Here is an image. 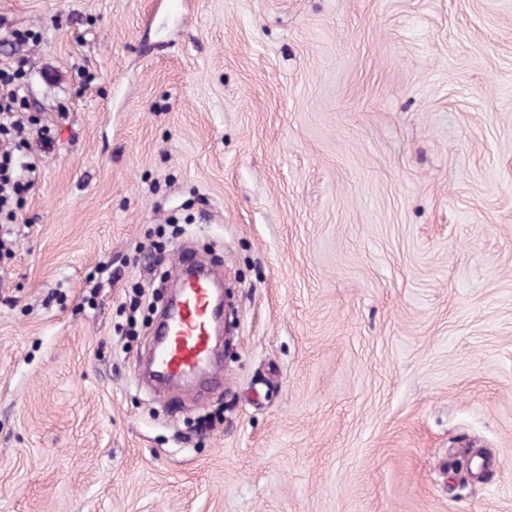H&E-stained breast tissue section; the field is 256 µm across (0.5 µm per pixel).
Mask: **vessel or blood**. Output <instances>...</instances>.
Here are the masks:
<instances>
[{"instance_id":"vessel-or-blood-1","label":"vessel or blood","mask_w":512,"mask_h":512,"mask_svg":"<svg viewBox=\"0 0 512 512\" xmlns=\"http://www.w3.org/2000/svg\"><path fill=\"white\" fill-rule=\"evenodd\" d=\"M176 262L182 268L180 285L186 294L168 309L175 319L174 327L164 330L155 340L162 348L160 377L167 382L209 364L213 325L218 319L216 283L207 269V260L181 251Z\"/></svg>"}]
</instances>
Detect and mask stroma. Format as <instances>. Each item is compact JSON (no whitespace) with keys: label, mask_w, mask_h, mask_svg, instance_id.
<instances>
[{"label":"stroma","mask_w":512,"mask_h":512,"mask_svg":"<svg viewBox=\"0 0 512 512\" xmlns=\"http://www.w3.org/2000/svg\"><path fill=\"white\" fill-rule=\"evenodd\" d=\"M16 27L58 134L0 223V512H512V0H0V60ZM160 234L231 292L196 401L127 330Z\"/></svg>","instance_id":"1"}]
</instances>
